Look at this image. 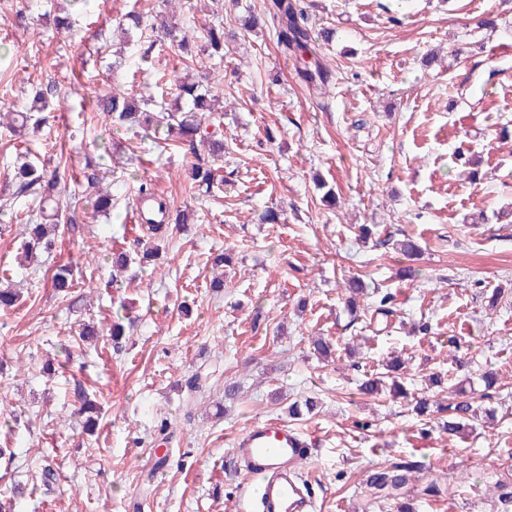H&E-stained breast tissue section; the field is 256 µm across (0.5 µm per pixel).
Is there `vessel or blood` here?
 <instances>
[{"mask_svg":"<svg viewBox=\"0 0 512 512\" xmlns=\"http://www.w3.org/2000/svg\"><path fill=\"white\" fill-rule=\"evenodd\" d=\"M316 446L313 437L280 420L246 428L232 450L234 467L246 476L238 512H314L313 488L298 482L297 471Z\"/></svg>","mask_w":512,"mask_h":512,"instance_id":"1","label":"vessel or blood"}]
</instances>
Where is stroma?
<instances>
[{"mask_svg": "<svg viewBox=\"0 0 512 512\" xmlns=\"http://www.w3.org/2000/svg\"><path fill=\"white\" fill-rule=\"evenodd\" d=\"M268 2L182 0L178 30L223 25L219 61L137 31L114 58L119 19L158 13L162 0H93L68 38L54 33L62 0H0V107L54 81L79 89L51 101L37 133L0 124V196L27 151L66 166L60 202L92 196L75 181L90 159L115 203L108 218L80 207L56 249L28 265L14 214L35 204L0 203V280L20 295L0 312V448L13 453L0 459V490H23L0 512H236L233 443L270 419L320 443L304 464L316 512H397L367 479L407 461L415 512H512V300L488 303L512 288V138L499 135L512 122V55L486 54L512 40V0H292L330 75L322 94L273 24L243 28ZM176 69L207 74L223 97L224 153L209 158L224 182L208 193L189 176L206 147L143 137L96 107L115 90L173 103L162 77ZM145 180L192 217L148 263V232L132 221ZM269 208L281 223H263ZM363 224L375 227L366 242ZM406 236L420 256L395 250ZM219 249L233 260L215 289ZM120 252L131 262L117 274ZM62 264L74 271L68 297L52 286ZM353 276L391 292L397 314L350 315ZM317 335L334 345L329 360L313 351ZM390 352L408 397L360 393ZM488 371L499 383L481 406L494 418L475 431L452 436L415 415L418 399L454 401L431 374L479 390ZM228 378L240 385L232 399ZM79 391L97 406L94 424L75 411ZM309 395L315 413L289 419V403Z\"/></svg>", "mask_w": 512, "mask_h": 512, "instance_id": "stroma-1", "label": "stroma"}]
</instances>
